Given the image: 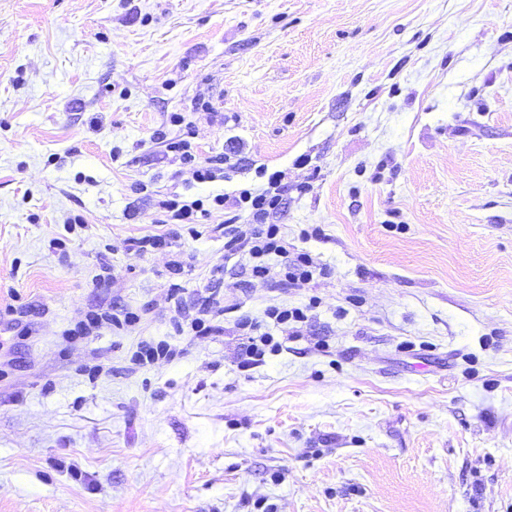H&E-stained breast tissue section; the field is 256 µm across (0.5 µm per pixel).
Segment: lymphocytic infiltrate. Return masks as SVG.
I'll list each match as a JSON object with an SVG mask.
<instances>
[{"instance_id": "f902f5d3", "label": "lymphocytic infiltrate", "mask_w": 512, "mask_h": 512, "mask_svg": "<svg viewBox=\"0 0 512 512\" xmlns=\"http://www.w3.org/2000/svg\"><path fill=\"white\" fill-rule=\"evenodd\" d=\"M182 122L181 113H171L168 127L153 132V142L163 147L166 153L178 157L189 168L197 183L214 181L220 167L228 164V156L200 159L190 142L169 132L170 127L181 125ZM287 193V184L283 183L281 176L274 174L269 176L266 187L260 189L243 188L230 193H216L207 203L200 199L185 201L176 195L160 201L159 206L166 214L167 223L185 225L187 234L195 237L200 234L198 226L201 219L220 214L224 224L225 260H247L252 277L261 280L274 277L282 287L298 288L313 280L317 266L309 253H289L280 225L265 221L270 211L281 207ZM244 213L250 216L251 222L242 227L238 221ZM276 257L281 260L277 266L272 263ZM223 312V307L206 299L198 305L194 314L177 316L174 328L176 332L190 336H216L222 332L217 319ZM261 322L247 314L240 315L235 322L244 338L242 355L249 366L262 363L266 354L282 348L281 342L275 339L271 331L263 330Z\"/></svg>"}]
</instances>
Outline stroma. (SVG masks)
<instances>
[{"label": "stroma", "instance_id": "1", "mask_svg": "<svg viewBox=\"0 0 512 512\" xmlns=\"http://www.w3.org/2000/svg\"><path fill=\"white\" fill-rule=\"evenodd\" d=\"M174 112L235 168L194 182ZM261 166L327 275L225 267L210 224L127 251ZM174 283L223 334L176 335ZM313 297L241 370L238 315ZM0 512H512V0H0ZM168 243L172 244L169 232L146 235L140 238H130L127 242V250L135 254H141ZM121 315L123 319L111 314H87L85 319L79 322V327L82 332L86 333L90 330L97 328L102 324L103 320L111 321L114 325L119 328L134 327L139 325L143 320L144 311H130L129 309H121ZM178 355L179 352L172 349L165 341L157 343L141 341L138 344L136 351L133 352L131 360L137 365L148 366L153 365L160 359L173 360Z\"/></svg>", "mask_w": 512, "mask_h": 512}]
</instances>
